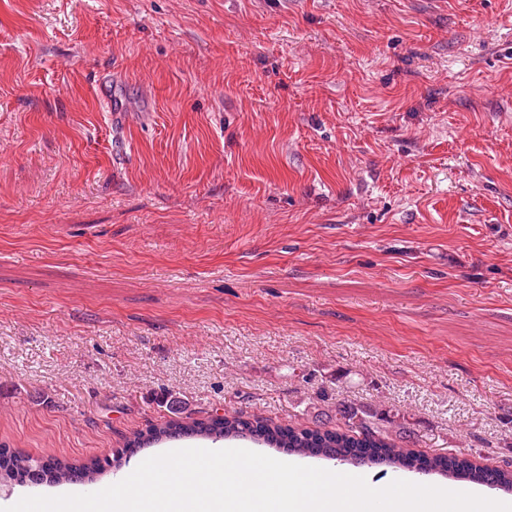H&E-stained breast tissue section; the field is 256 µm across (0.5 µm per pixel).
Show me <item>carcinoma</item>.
I'll use <instances>...</instances> for the list:
<instances>
[{
    "label": "carcinoma",
    "mask_w": 512,
    "mask_h": 512,
    "mask_svg": "<svg viewBox=\"0 0 512 512\" xmlns=\"http://www.w3.org/2000/svg\"><path fill=\"white\" fill-rule=\"evenodd\" d=\"M329 422L333 426L308 427L302 423L282 426L260 414L226 413L204 418L174 417L129 437L121 454L110 459L93 460L88 464H75L67 460L46 461L36 469L38 460L24 454L0 453V469L16 485L24 486L49 478L56 485L70 484L75 477L93 482L106 470L122 465V460L141 448H149L177 438L235 439L247 438L253 443L282 450L290 455L305 451L330 460L353 465H384L386 467L414 469L423 474H437L450 479H468L505 493L512 492V469L494 465L482 466L465 456L438 453L419 454L408 448L411 438L408 415L390 413L371 404H336Z\"/></svg>",
    "instance_id": "obj_1"
}]
</instances>
